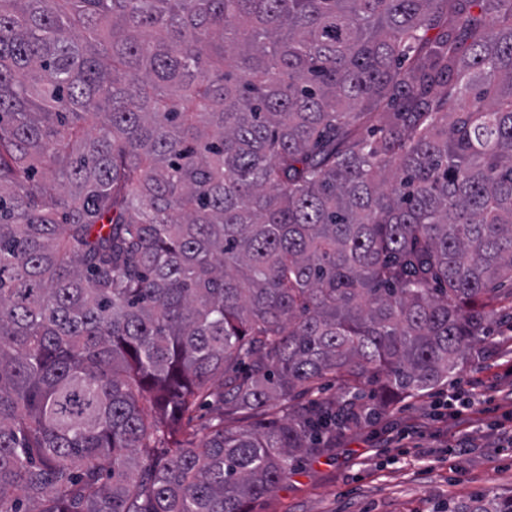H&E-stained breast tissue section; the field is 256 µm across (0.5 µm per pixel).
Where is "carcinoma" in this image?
<instances>
[{
  "label": "carcinoma",
  "mask_w": 512,
  "mask_h": 512,
  "mask_svg": "<svg viewBox=\"0 0 512 512\" xmlns=\"http://www.w3.org/2000/svg\"><path fill=\"white\" fill-rule=\"evenodd\" d=\"M505 282L512 0H0V512H249ZM209 402L210 401L193 412V419L190 423L188 433L195 432L198 437H201L209 431L212 423H216L214 419L217 415V411Z\"/></svg>",
  "instance_id": "carcinoma-1"
}]
</instances>
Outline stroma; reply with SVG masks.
Here are the masks:
<instances>
[{
  "instance_id": "obj_1",
  "label": "stroma",
  "mask_w": 512,
  "mask_h": 512,
  "mask_svg": "<svg viewBox=\"0 0 512 512\" xmlns=\"http://www.w3.org/2000/svg\"><path fill=\"white\" fill-rule=\"evenodd\" d=\"M491 341L500 360L485 356ZM488 342L477 344L450 380L464 390L482 380L491 399L486 410L464 423L433 416L437 392L404 399L296 463L251 512H453L484 492H512V447H503L494 428L512 412V324H493ZM462 441L467 452H456Z\"/></svg>"
}]
</instances>
